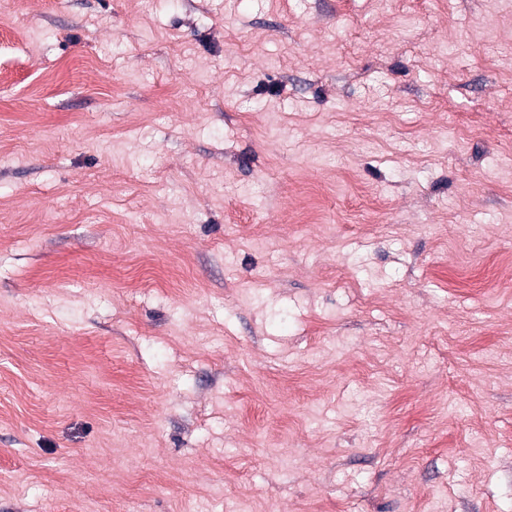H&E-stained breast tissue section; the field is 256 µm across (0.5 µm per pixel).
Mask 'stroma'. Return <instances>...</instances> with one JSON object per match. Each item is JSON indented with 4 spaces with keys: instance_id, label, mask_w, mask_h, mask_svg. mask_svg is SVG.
<instances>
[{
    "instance_id": "35a3bbf8",
    "label": "stroma",
    "mask_w": 512,
    "mask_h": 512,
    "mask_svg": "<svg viewBox=\"0 0 512 512\" xmlns=\"http://www.w3.org/2000/svg\"><path fill=\"white\" fill-rule=\"evenodd\" d=\"M0 512H512V0H0Z\"/></svg>"
}]
</instances>
